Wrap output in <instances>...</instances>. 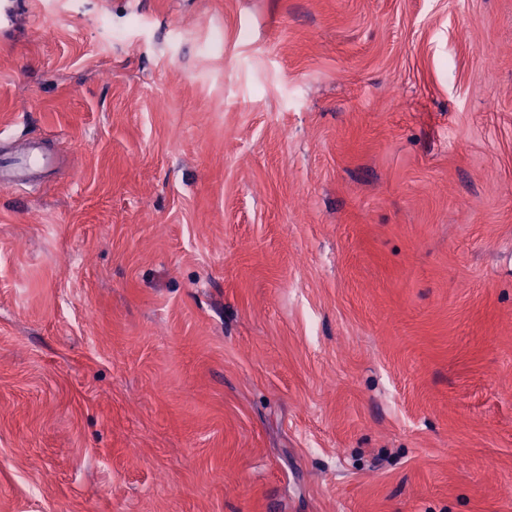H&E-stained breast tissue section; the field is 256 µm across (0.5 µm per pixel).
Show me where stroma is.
<instances>
[{"label":"stroma","instance_id":"obj_1","mask_svg":"<svg viewBox=\"0 0 512 512\" xmlns=\"http://www.w3.org/2000/svg\"><path fill=\"white\" fill-rule=\"evenodd\" d=\"M16 139L0 512H512V0H0ZM33 150L28 155L19 156L8 166L0 168L2 184L16 187L26 186L30 181L31 172L49 162V156L35 153Z\"/></svg>","mask_w":512,"mask_h":512}]
</instances>
